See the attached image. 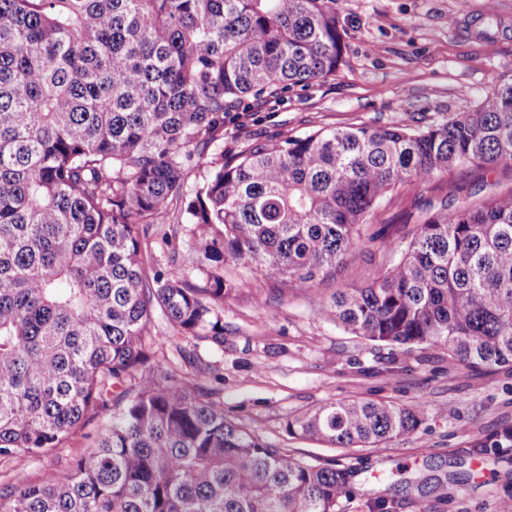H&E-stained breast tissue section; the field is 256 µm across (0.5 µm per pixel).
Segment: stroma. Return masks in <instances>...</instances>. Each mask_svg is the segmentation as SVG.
Masks as SVG:
<instances>
[{"label":"stroma","instance_id":"35a3bbf8","mask_svg":"<svg viewBox=\"0 0 512 512\" xmlns=\"http://www.w3.org/2000/svg\"><path fill=\"white\" fill-rule=\"evenodd\" d=\"M337 6L344 62L336 75L256 106L244 126L226 124L212 153L321 127L427 125L475 107L512 72V0H495L490 28L481 19L486 0H338ZM461 180L476 189H508L512 170L451 172L407 190L382 203L368 232L405 223L415 198L437 199ZM373 271L354 258L311 295L225 263L224 281L234 291L224 301L223 345L199 342L196 359L185 360L158 314L153 360L212 389L225 416L270 447L351 468V490L336 512H368V501L379 495L393 500V512H499L512 498V447L491 442L512 426V365L469 367L439 347L374 342L323 318V301L337 289L362 286ZM353 399L416 407L422 422L376 448H332L288 434L293 415ZM98 428L90 423L47 453L1 458L0 488L47 483L86 454Z\"/></svg>","mask_w":512,"mask_h":512}]
</instances>
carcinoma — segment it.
I'll use <instances>...</instances> for the list:
<instances>
[{"mask_svg": "<svg viewBox=\"0 0 512 512\" xmlns=\"http://www.w3.org/2000/svg\"><path fill=\"white\" fill-rule=\"evenodd\" d=\"M338 0H0V457L103 421L89 452L0 512H336L349 471L272 448L151 363V322L224 339V262L301 291L361 251L379 204L453 170L512 168V74L427 126L358 124L208 158L249 105L336 74ZM205 170L195 193L186 176ZM167 267L142 252L153 224ZM390 257L323 316L374 342L512 365V189L414 200ZM192 240L201 280L177 250ZM420 412L340 400L288 433L336 448L416 431ZM176 248L179 252V260L182 263V274L185 280L193 284H198L200 279V272L196 267V262L189 251V238L188 236L179 234V239L175 241Z\"/></svg>", "mask_w": 512, "mask_h": 512, "instance_id": "carcinoma-1", "label": "carcinoma"}]
</instances>
